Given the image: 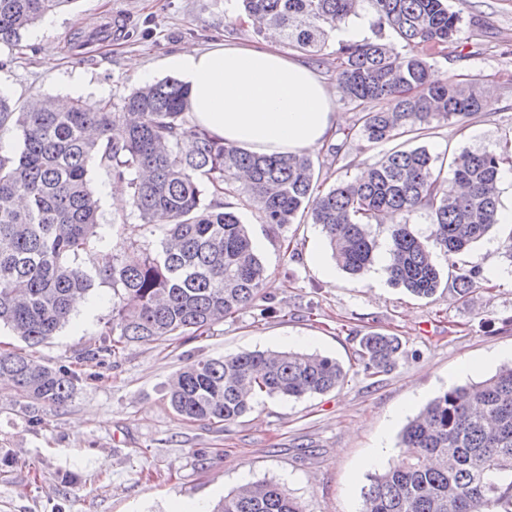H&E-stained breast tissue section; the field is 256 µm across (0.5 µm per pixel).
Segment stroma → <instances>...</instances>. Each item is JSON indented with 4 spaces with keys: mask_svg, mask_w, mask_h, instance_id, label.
I'll use <instances>...</instances> for the list:
<instances>
[{
    "mask_svg": "<svg viewBox=\"0 0 512 512\" xmlns=\"http://www.w3.org/2000/svg\"><path fill=\"white\" fill-rule=\"evenodd\" d=\"M464 18L463 39L437 57L432 69H457L489 90L487 108L466 122H432L418 145L437 156L500 151L512 139V0H451ZM239 0H72L54 12L44 33L29 29L19 48L0 49V82L15 104L31 94L111 103L123 109L140 82L128 66L138 59L158 67L186 45L258 42L241 21ZM113 26L82 58L71 41ZM336 131L312 152L320 190L357 177L401 147V140L370 144L358 133L360 109L337 99ZM344 143L341 157L330 144ZM112 176L91 172L99 204L96 249L113 250L120 237L150 240L130 204L105 202ZM267 269L262 299L201 336L129 342L117 353L89 357L112 320V289L99 284L82 323H68L45 343L25 348L6 327L0 349H28L52 366L83 372L60 406L22 412L13 390L0 387V512H177L184 501L213 505L242 481H273L304 512H361L374 473L399 461L400 435L425 404L452 386L495 375L512 364V279L495 278L470 300L445 290L420 299L391 285L376 269L351 275L336 266L320 226L291 224L274 231L254 207L236 206ZM294 251H287V243ZM116 251V250H113ZM126 258V250L116 251ZM443 280L459 270L510 269L500 233L491 230L468 254L439 260ZM398 337L395 364L368 375L357 359L362 336ZM298 349L339 361L344 383L299 399L259 398L230 424L185 422L172 410V377L188 363L248 351Z\"/></svg>",
    "mask_w": 512,
    "mask_h": 512,
    "instance_id": "35a3bbf8",
    "label": "stroma"
}]
</instances>
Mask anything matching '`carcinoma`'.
<instances>
[{"label": "carcinoma", "mask_w": 512, "mask_h": 512, "mask_svg": "<svg viewBox=\"0 0 512 512\" xmlns=\"http://www.w3.org/2000/svg\"><path fill=\"white\" fill-rule=\"evenodd\" d=\"M72 0H0V46H20L23 32ZM377 21L375 39L336 49V85L364 108L357 133L382 143L420 134L437 121H463L487 107L478 79L449 86L430 80L429 58L443 55L463 32L461 12L448 0H365ZM255 32H279L287 45L317 53L329 32L357 13L359 0H242ZM408 52L401 53L397 44ZM189 88L169 77L134 90L124 111L107 102L33 94L16 107L0 95V140L15 136L18 150L0 152V324L28 346L44 343L71 319V299L97 284L112 286L118 336L98 348L202 336L224 318L251 306L267 271L252 238L224 196L246 195L262 222L278 228L307 217L321 227L337 265L352 275L374 262L373 221L398 219L390 233L388 280L418 298L441 288L436 258L468 250L499 225V181L507 143L499 153L465 150L450 164L423 146L396 149L365 165L363 176L315 188L310 152L267 155L216 139L186 120ZM127 182L141 225L157 236L153 249L137 241L113 248L126 260L94 250L99 202L90 170ZM147 170L142 178L126 179ZM450 174H445V171ZM425 211L429 236L410 217ZM93 252L92 265L74 264ZM487 280L479 270L456 276L454 291L469 299ZM401 342L370 332L358 356L366 369L395 363ZM346 378L336 360L299 351H252L201 359L172 378L169 404L189 422L231 423L267 397L323 394ZM0 380L25 404L65 403L81 380L17 351H0ZM405 460L371 476L362 512H512V367L468 386L451 387L406 426ZM213 512H303L272 481L250 483L225 496Z\"/></svg>", "instance_id": "carcinoma-1"}]
</instances>
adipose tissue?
Listing matches in <instances>:
<instances>
[{"label": "adipose tissue", "mask_w": 512, "mask_h": 512, "mask_svg": "<svg viewBox=\"0 0 512 512\" xmlns=\"http://www.w3.org/2000/svg\"><path fill=\"white\" fill-rule=\"evenodd\" d=\"M189 88L191 122L210 135L265 154L321 145L336 126V97L307 63L289 57L276 34L257 45L186 47L165 60Z\"/></svg>", "instance_id": "obj_1"}]
</instances>
